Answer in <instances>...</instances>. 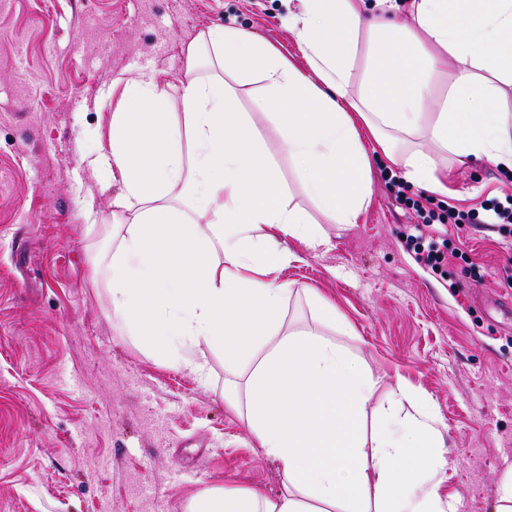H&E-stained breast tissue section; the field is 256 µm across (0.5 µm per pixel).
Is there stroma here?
Instances as JSON below:
<instances>
[{"label": "stroma", "instance_id": "35a3bbf8", "mask_svg": "<svg viewBox=\"0 0 512 512\" xmlns=\"http://www.w3.org/2000/svg\"><path fill=\"white\" fill-rule=\"evenodd\" d=\"M287 16L286 0H0V512H188L213 488L279 490L277 466L224 402L220 352L204 348L201 375L113 328L98 261L123 186L83 157L108 143L113 80L154 72L178 101L186 48L214 25L301 61ZM238 106L298 191L265 92L241 86ZM371 161L357 223L311 209L328 245L286 240L300 260L278 276L293 287L282 320L313 324L304 289L334 302L345 328L330 338L387 375L376 402L399 382L429 396L446 427L443 493L458 512H494L512 466V240L470 224L454 277L419 267L398 238L415 218L386 185L397 170ZM448 185L455 197L431 207L477 209L512 194V174L472 159ZM88 198L93 222L79 210Z\"/></svg>", "mask_w": 512, "mask_h": 512}]
</instances>
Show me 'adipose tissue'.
Instances as JSON below:
<instances>
[{
	"label": "adipose tissue",
	"mask_w": 512,
	"mask_h": 512,
	"mask_svg": "<svg viewBox=\"0 0 512 512\" xmlns=\"http://www.w3.org/2000/svg\"><path fill=\"white\" fill-rule=\"evenodd\" d=\"M288 23L303 64L241 28L213 26L187 48L178 104L157 74L124 83L110 148L87 159L123 185L112 317L196 372L199 344L223 352L224 402L280 470L275 496L213 489L189 512H452L428 397L399 384L388 406L373 405L381 375L327 336L344 321L315 291L306 296L318 327L282 332L289 290L276 274L299 260L284 241L327 238L237 108V87L263 81L281 148L330 223H356L370 203V144L404 181L445 196L440 156L512 172V0H297ZM362 44L368 68L354 94ZM443 74L447 97L427 113Z\"/></svg>",
	"instance_id": "1"
}]
</instances>
